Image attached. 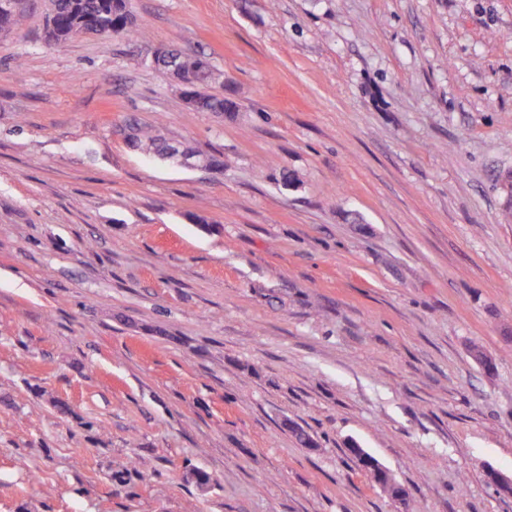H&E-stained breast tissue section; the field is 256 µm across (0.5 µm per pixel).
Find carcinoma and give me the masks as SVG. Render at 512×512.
<instances>
[{
	"instance_id": "1",
	"label": "carcinoma",
	"mask_w": 512,
	"mask_h": 512,
	"mask_svg": "<svg viewBox=\"0 0 512 512\" xmlns=\"http://www.w3.org/2000/svg\"><path fill=\"white\" fill-rule=\"evenodd\" d=\"M20 0H0V31L8 29L20 10ZM128 0H52L48 14L47 37L54 42L69 39L76 28L93 26L102 34H130L132 21ZM180 78L187 83L186 104L198 112H236L238 105L231 99L207 92L218 79L214 65L204 56L176 52ZM127 143L134 149L152 153L162 159L171 155L174 145L161 136L148 132L135 119L125 124ZM372 482L389 496H395L397 482L378 470L369 469Z\"/></svg>"
}]
</instances>
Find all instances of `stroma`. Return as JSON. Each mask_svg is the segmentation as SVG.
I'll return each instance as SVG.
<instances>
[{
    "instance_id": "stroma-1",
    "label": "stroma",
    "mask_w": 512,
    "mask_h": 512,
    "mask_svg": "<svg viewBox=\"0 0 512 512\" xmlns=\"http://www.w3.org/2000/svg\"><path fill=\"white\" fill-rule=\"evenodd\" d=\"M129 9L0 33V512H512V0ZM158 44L239 112L190 110ZM47 37L49 41L69 39L76 28L91 25L93 32L102 34H130L132 21L128 0H50ZM80 31L76 35L94 34ZM125 134L127 143L132 148L153 153L162 159L169 157L175 147V145L154 132L146 131L137 120L132 118L126 121Z\"/></svg>"
}]
</instances>
